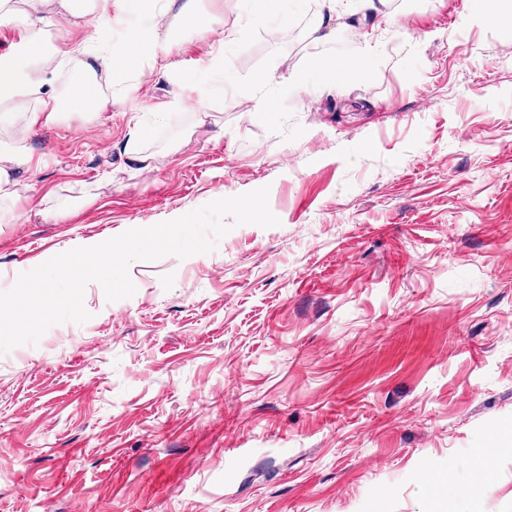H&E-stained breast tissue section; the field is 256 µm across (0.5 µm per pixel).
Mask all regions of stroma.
<instances>
[{
	"instance_id": "stroma-1",
	"label": "stroma",
	"mask_w": 512,
	"mask_h": 512,
	"mask_svg": "<svg viewBox=\"0 0 512 512\" xmlns=\"http://www.w3.org/2000/svg\"><path fill=\"white\" fill-rule=\"evenodd\" d=\"M310 3L200 0L208 27L156 47L174 78L143 61L134 105L30 135L0 290L262 187L279 223L134 262L132 297L90 283L87 322L0 354V512H512V27L476 0H337L315 43ZM367 64L368 61L366 59H356L350 62L348 60H329L323 63L322 69L329 83L336 86L343 84L351 72L362 69ZM141 144L142 133L139 132L132 137H128L124 144L123 151L128 156V159L140 165L139 170L147 171L151 168V157L143 151Z\"/></svg>"
}]
</instances>
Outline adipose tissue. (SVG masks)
I'll use <instances>...</instances> for the list:
<instances>
[{
    "instance_id": "1",
    "label": "adipose tissue",
    "mask_w": 512,
    "mask_h": 512,
    "mask_svg": "<svg viewBox=\"0 0 512 512\" xmlns=\"http://www.w3.org/2000/svg\"><path fill=\"white\" fill-rule=\"evenodd\" d=\"M199 0H0V27H13L17 41L0 54V112L25 113L22 127L11 143L0 146V195L9 193L16 171L31 167L27 134L37 126L58 123L63 114L92 115L106 110L111 101H127L128 83L138 78L136 63L152 55L162 33L205 25ZM93 25L82 60L63 43L47 40L59 22ZM120 26L122 44L101 41L100 31ZM77 61L83 80L67 95L53 87L56 70Z\"/></svg>"
}]
</instances>
